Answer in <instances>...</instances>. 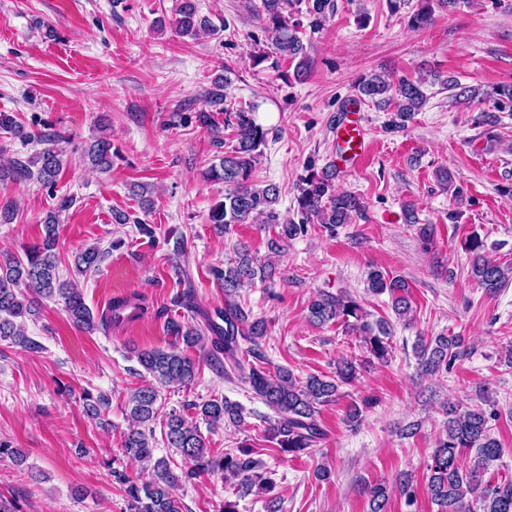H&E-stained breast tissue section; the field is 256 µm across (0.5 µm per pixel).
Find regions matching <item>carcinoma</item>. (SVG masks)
<instances>
[{
  "instance_id": "obj_1",
  "label": "carcinoma",
  "mask_w": 512,
  "mask_h": 512,
  "mask_svg": "<svg viewBox=\"0 0 512 512\" xmlns=\"http://www.w3.org/2000/svg\"><path fill=\"white\" fill-rule=\"evenodd\" d=\"M306 8H301L302 3ZM460 0H418V8L407 21L409 28L424 29L433 21L434 7L450 11ZM249 10L261 22L266 47L251 54L252 66L265 63L277 68L281 62L294 66L297 80L307 77L310 58L307 46L300 38L302 15H307L309 26L319 28L334 11L333 0H247ZM174 32L181 37L215 36L227 25H216L210 18L198 14L195 0H179L172 20ZM423 83L408 77L391 84L384 76L374 74L364 78L358 89L375 106L393 108L396 128L426 103ZM225 98L216 97L208 105L221 106L224 123H219L214 112L197 113L199 124L219 135L225 127L234 132V143L224 151L220 164L205 172L209 179L224 182V200L212 209L211 221L217 228L229 233L236 224L260 220L278 228L281 240H293L308 232L311 223L320 224L334 235L339 227L349 224L362 214L365 204L358 195L336 187V167L329 164L320 169L308 167L301 178L296 197L298 220L280 218L276 206L280 190L274 183L254 184L252 173L261 147L266 144L268 130L257 122L259 105L248 109L223 106ZM0 130L22 141L32 136L15 118L0 112ZM91 166L107 169L112 157V144L100 138L85 151ZM61 166L57 151L47 148L26 161H14L0 167V183L36 180L44 185L54 183ZM46 234L42 242L24 249V258L6 256L0 259V341L28 348L37 343L25 334V319L38 309L41 299L62 300L69 318L85 330L105 329L109 322L120 319L123 313L135 307L129 297L112 300L109 316L100 319L84 302L82 289L76 280L59 275L57 248V219L50 215L45 220ZM471 254L470 276L489 293H495L512 281V265H502L487 255L485 242L474 235L466 241ZM116 247L111 242L106 248L91 245L75 255V271L86 275L98 270L100 264ZM271 266L255 265L251 256L241 251L235 260L224 267L212 269L214 279L224 287V309L217 312L223 321L209 320L204 328L182 321L170 320L167 331L189 347L202 350L211 367L255 394L275 412L277 418L267 429L269 438L276 441L280 451L289 455L311 454L324 439L325 432L318 417L321 407L338 396L339 387L352 383L358 375L357 364L348 359L336 367V375L325 379L310 375L301 380L288 369L268 367L262 341L268 333L267 322L253 315L235 301L233 295L255 279L265 280ZM367 288L374 294L387 293L392 299L396 318L407 322L412 311L409 285L398 277L379 269L367 276ZM369 313L350 294L320 292L308 306V319L316 325L331 321L357 334L369 355L386 363L393 353L388 322L368 321ZM414 352L421 369L430 374L448 372L452 364L465 355L460 336H437L431 341L418 339ZM141 367L153 383L130 391L127 401L129 426L121 436V450L127 459L144 464L147 476L137 480L123 470L112 469L113 480L124 490L129 512H182L181 501L175 490L185 486L203 473L227 475L239 479L238 488L248 493L257 486L268 490L267 478L260 472L261 462L252 456V450L242 447L237 453H211L197 423L185 415L172 411L166 415L162 437L169 448L175 449L186 466L176 471L168 459L154 458V425L160 414V388L186 387L193 383L198 372L196 359L185 351L172 347L144 349L138 352ZM197 415L207 425L216 427L230 423L245 424L243 407L229 399L213 398L201 405H193ZM445 434L439 438L427 464L428 489L438 512H512V480L493 483L485 480L489 466L502 456L499 442L491 436L490 421L498 412L480 405L466 410L450 406L446 410ZM371 512H385L388 493L377 484L370 489Z\"/></svg>"
}]
</instances>
